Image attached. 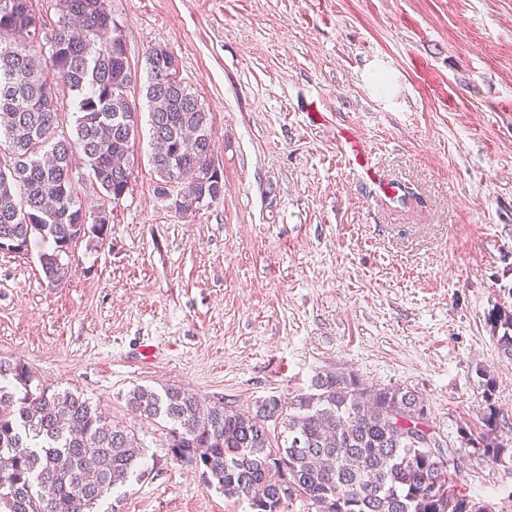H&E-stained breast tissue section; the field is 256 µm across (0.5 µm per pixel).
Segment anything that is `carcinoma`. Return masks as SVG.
Wrapping results in <instances>:
<instances>
[{"label": "carcinoma", "instance_id": "cac0c4a2", "mask_svg": "<svg viewBox=\"0 0 512 512\" xmlns=\"http://www.w3.org/2000/svg\"><path fill=\"white\" fill-rule=\"evenodd\" d=\"M34 0H0V253L44 245L39 262L51 282L63 259L89 237H108L112 197L133 175L139 115L130 100L125 39L108 0H55L45 18ZM165 46L144 56L150 106L154 192L183 174L175 212L197 211L218 183L190 177L213 152L212 113L183 81L160 80ZM75 105L67 125L61 106ZM97 186L99 223H85L80 182ZM497 345L512 360V311L498 310ZM28 368L0 360V512H101L112 490L150 474L135 434L83 396L31 387ZM313 392L290 403L271 398L256 411L205 406L181 389L137 387L127 407L168 424L166 455L187 460L226 497L251 512H285L301 498L319 512H482L449 484L450 462L466 448L500 459L499 414L487 403V431L460 429L450 449L410 390L369 386L350 372L316 374ZM280 428L278 438L271 428Z\"/></svg>", "mask_w": 512, "mask_h": 512}]
</instances>
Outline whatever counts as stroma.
Returning a JSON list of instances; mask_svg holds the SVG:
<instances>
[{"label":"stroma","mask_w":512,"mask_h":512,"mask_svg":"<svg viewBox=\"0 0 512 512\" xmlns=\"http://www.w3.org/2000/svg\"><path fill=\"white\" fill-rule=\"evenodd\" d=\"M131 62L162 45L209 106L223 197L195 214L154 193L136 96L135 175L104 243L59 284L0 253V359L81 393L156 462L106 512H250L167 460L137 386L252 409L316 373L424 399L456 444L487 403L512 429V0H108ZM369 153L360 167L342 137ZM456 492L512 512V457L473 449ZM494 331L502 329V335L497 337V345L503 358L512 360V311L498 310L492 318Z\"/></svg>","instance_id":"35a3bbf8"}]
</instances>
